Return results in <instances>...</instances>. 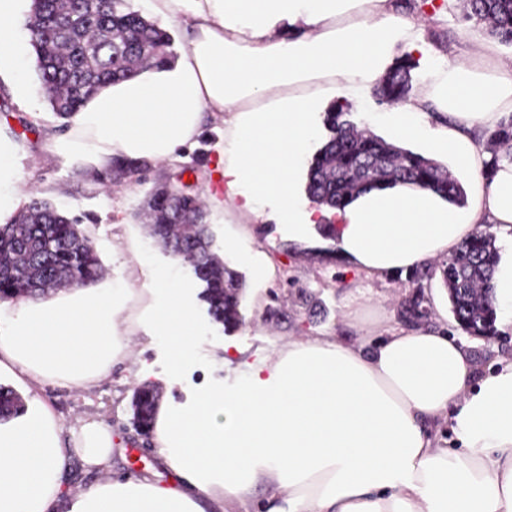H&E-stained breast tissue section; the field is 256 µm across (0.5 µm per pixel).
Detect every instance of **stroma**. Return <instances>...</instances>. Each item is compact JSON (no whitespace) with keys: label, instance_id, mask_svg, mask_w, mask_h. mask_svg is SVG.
<instances>
[{"label":"stroma","instance_id":"obj_1","mask_svg":"<svg viewBox=\"0 0 512 512\" xmlns=\"http://www.w3.org/2000/svg\"><path fill=\"white\" fill-rule=\"evenodd\" d=\"M31 0H20L16 22L18 39L15 51L25 63V90H18L8 76L0 77V127L6 129L20 146L18 169L22 186L48 199L59 212L78 218L82 229L96 246L104 268V280L115 288L148 283L161 270L174 269L187 287V293L199 324L194 341V364L179 375H172L163 344L140 337L138 348L153 365L152 381L160 393L186 403L197 390L209 384L232 378L217 350L225 340L240 343L247 355L272 352L279 340L288 336H310L326 330L336 332L344 343L359 346L361 333L345 315L349 299H363L360 311L368 323L387 319L398 324L399 303L409 294L406 273L372 276L337 256L333 245L318 248L305 242L290 241L279 224H224L215 211H208L216 240L232 236L236 248L228 257L230 265L245 277L242 312L245 324L233 333H225L208 313L207 304L199 297L200 288L185 265L174 264L173 258L152 239L138 218L149 193L171 179L172 165L148 166L142 173L120 176L112 188H105L94 175L97 163L90 158H75L53 149L54 140L64 132L44 99L34 68V52L27 19ZM465 0H457L437 32L444 46L473 45L485 32L465 21ZM224 134L220 124L207 125L197 146L189 154L183 173L184 182L204 186L218 160L217 144ZM135 239L144 263L126 267L113 256L114 249ZM260 257L270 270L261 284L249 282V262ZM134 385L128 380L125 366L117 365L111 374L87 390L44 386L39 395L65 424L92 416L112 433L113 476L146 475L165 483L170 474L159 463L156 448L146 444L133 425L132 397Z\"/></svg>","mask_w":512,"mask_h":512}]
</instances>
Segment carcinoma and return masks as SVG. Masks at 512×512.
I'll use <instances>...</instances> for the list:
<instances>
[{"label": "carcinoma", "instance_id": "1", "mask_svg": "<svg viewBox=\"0 0 512 512\" xmlns=\"http://www.w3.org/2000/svg\"><path fill=\"white\" fill-rule=\"evenodd\" d=\"M465 19L512 45V0H469ZM27 26L43 95L63 120L79 112L102 87L170 59V32L133 10L128 0H32ZM408 92L407 68L399 66L378 86L376 96L400 101ZM345 115V105L338 101L324 114L329 139L309 163L306 186L317 204L340 208L392 180L431 188L456 205L464 204L465 189L443 164L361 132ZM489 141L497 147L491 166H496L500 148L502 155L512 156V117L490 133ZM143 168L137 160L114 158L96 177L105 182L115 172L135 175ZM144 217L151 235L166 250L181 248L175 257L189 266L214 321L226 330L242 326L243 278L219 254L204 223L200 196L184 185H171L168 194L158 189L151 193ZM497 261L495 237L478 232L439 265L409 271V279L420 288L422 281L440 273L457 327L471 336H493ZM102 275L92 238L48 200L33 195L9 223L0 224L1 300L84 287L99 282ZM426 302L424 294L413 295L402 303L401 318L409 323L425 319ZM156 401L150 387L134 395L133 424L145 438L152 433ZM20 410L13 391L0 387V420Z\"/></svg>", "mask_w": 512, "mask_h": 512}]
</instances>
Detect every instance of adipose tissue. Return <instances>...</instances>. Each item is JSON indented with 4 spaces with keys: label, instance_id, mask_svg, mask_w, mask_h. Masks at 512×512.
Returning a JSON list of instances; mask_svg holds the SVG:
<instances>
[{
    "label": "adipose tissue",
    "instance_id": "obj_1",
    "mask_svg": "<svg viewBox=\"0 0 512 512\" xmlns=\"http://www.w3.org/2000/svg\"><path fill=\"white\" fill-rule=\"evenodd\" d=\"M19 0H0V72L21 79L11 47ZM160 21L189 29L175 61L102 88L73 115L55 150L102 161L177 162L220 121L224 142L203 191L228 218L276 219L289 235L321 224L339 254L372 275L440 260L480 224L512 231V161L492 180L487 132L512 115V55L482 40L456 55L433 50L429 23L399 0H147ZM428 67L404 102L373 122L393 142H421L472 181L465 205L408 184L377 187L344 207H308L296 176L332 101L369 102L397 53ZM19 145L0 129V224L24 198ZM189 364L198 325L171 273L140 288L73 287L0 302V377L27 395L0 421V512H512V356L482 366L445 330L385 327L355 348L338 336L281 339L251 360L224 344L234 384L202 387L188 404L162 400L154 438L174 475L111 477V432L69 426L41 400L46 384L85 390L136 355L139 333ZM456 445H440L441 428ZM102 471L86 489L64 476L73 457Z\"/></svg>",
    "mask_w": 512,
    "mask_h": 512
}]
</instances>
